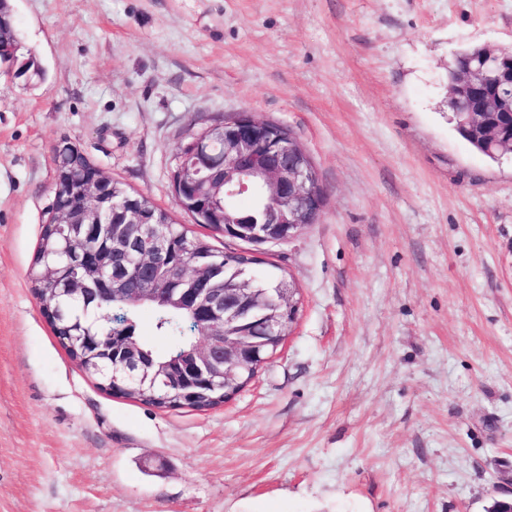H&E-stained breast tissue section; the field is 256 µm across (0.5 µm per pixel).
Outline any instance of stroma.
<instances>
[{"label":"stroma","instance_id":"1","mask_svg":"<svg viewBox=\"0 0 512 512\" xmlns=\"http://www.w3.org/2000/svg\"><path fill=\"white\" fill-rule=\"evenodd\" d=\"M46 71H0V512H486L512 499V157L455 131L462 47L512 0H11ZM289 129L325 195L291 241L213 236L170 170L239 111ZM70 140L300 308L231 401L98 387L28 278Z\"/></svg>","mask_w":512,"mask_h":512}]
</instances>
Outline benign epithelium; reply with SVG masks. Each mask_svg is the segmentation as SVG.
<instances>
[{"label": "benign epithelium", "mask_w": 512, "mask_h": 512, "mask_svg": "<svg viewBox=\"0 0 512 512\" xmlns=\"http://www.w3.org/2000/svg\"><path fill=\"white\" fill-rule=\"evenodd\" d=\"M489 57L499 62L498 83L512 84V48L487 44ZM19 47L0 52V64L9 73L30 82L28 59ZM488 72L460 65L448 79V107L461 124L497 146L512 152V128L488 122L491 112L512 117V99L490 88ZM224 142V164L213 160L211 145ZM179 158L170 173L176 205L192 214L198 224H215L231 241L255 246L288 242L316 222L324 195L315 167L304 161L303 147L287 129L239 112L224 124L192 132L179 146ZM54 192L66 187L79 201L58 219L64 233L63 254L73 267L69 291L88 297L112 296L140 303L164 295L195 313L202 342L194 346L176 369L164 370L131 338H103L118 357L126 377L160 380L188 403L210 385L229 389L224 401L238 393L244 354L285 342L299 310L298 288L288 283L276 300L250 287L242 279L234 288L218 286L212 267L197 257L170 258L175 249L169 221L151 208L143 194L117 192L114 181L93 162L80 173L54 162ZM251 193L267 203L266 224H225L216 204L221 196Z\"/></svg>", "instance_id": "1"}]
</instances>
